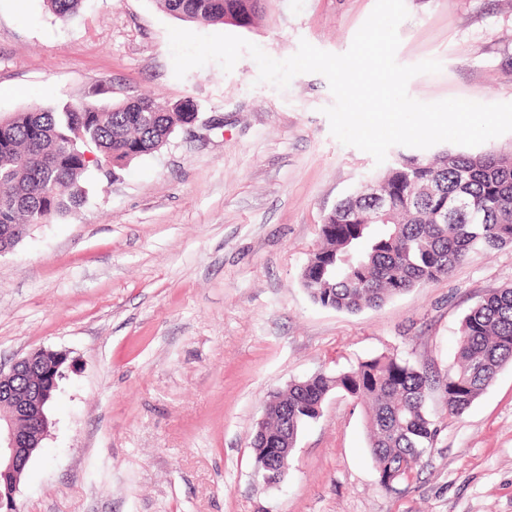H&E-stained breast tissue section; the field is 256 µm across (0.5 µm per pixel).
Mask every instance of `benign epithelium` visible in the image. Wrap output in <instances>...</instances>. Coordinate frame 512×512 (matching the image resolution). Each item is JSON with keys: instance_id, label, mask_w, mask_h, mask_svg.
Returning <instances> with one entry per match:
<instances>
[{"instance_id": "benign-epithelium-1", "label": "benign epithelium", "mask_w": 512, "mask_h": 512, "mask_svg": "<svg viewBox=\"0 0 512 512\" xmlns=\"http://www.w3.org/2000/svg\"><path fill=\"white\" fill-rule=\"evenodd\" d=\"M67 359L63 352L38 350L16 361L9 372L0 370V505L14 504V494L20 475L49 432V420L43 412L44 403L55 388V370ZM25 369H35L43 375L42 385L28 392L17 388L15 380ZM28 419L30 428L19 430L17 418Z\"/></svg>"}]
</instances>
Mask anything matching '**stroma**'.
<instances>
[{
    "label": "stroma",
    "mask_w": 512,
    "mask_h": 512,
    "mask_svg": "<svg viewBox=\"0 0 512 512\" xmlns=\"http://www.w3.org/2000/svg\"><path fill=\"white\" fill-rule=\"evenodd\" d=\"M375 0H265L240 37L272 58L300 41L346 52ZM396 60H438L422 102H512V0H405ZM158 0H0V115L96 96L191 98L199 120L116 176L89 167L85 205L29 226L0 255V368L39 349L68 364L16 512H512V363L459 418L433 389L434 448L384 491L365 408L330 393L281 488L251 441L270 392L398 354L444 375L461 322L512 283V245L356 314L315 304L299 272L324 214L383 165L330 132L326 78L258 82L242 55L176 78Z\"/></svg>",
    "instance_id": "obj_1"
}]
</instances>
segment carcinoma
<instances>
[{
    "label": "carcinoma",
    "mask_w": 512,
    "mask_h": 512,
    "mask_svg": "<svg viewBox=\"0 0 512 512\" xmlns=\"http://www.w3.org/2000/svg\"><path fill=\"white\" fill-rule=\"evenodd\" d=\"M61 19L83 0H44ZM264 0H158L189 23L254 27ZM198 118L192 100L161 106L130 97L100 106L83 100L61 109L35 106L0 120V245L15 247L26 228L65 215L86 200L90 166L114 169L163 147ZM93 158H86V153ZM378 182L384 201L360 190L340 200L320 225L321 242L300 271L317 304L348 313L376 308L411 288L446 278L470 252L512 245V153L445 150L432 159L398 155ZM512 363V284L487 293L465 315L457 362L443 377L397 354L363 360L336 374L315 373L273 391L251 447L255 467L269 450L296 445L303 425L333 391L365 405L369 453L387 492L410 480L434 447L429 390L446 396L448 415L463 416Z\"/></svg>",
    "instance_id": "obj_1"
}]
</instances>
